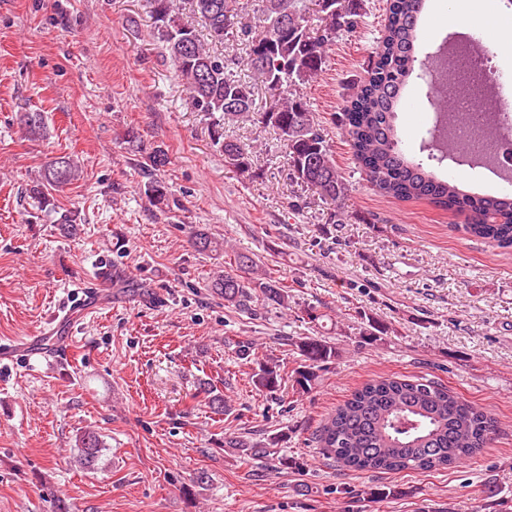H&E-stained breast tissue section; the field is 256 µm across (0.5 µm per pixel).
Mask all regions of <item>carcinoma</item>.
I'll return each instance as SVG.
<instances>
[{
  "label": "carcinoma",
  "instance_id": "carcinoma-1",
  "mask_svg": "<svg viewBox=\"0 0 512 512\" xmlns=\"http://www.w3.org/2000/svg\"><path fill=\"white\" fill-rule=\"evenodd\" d=\"M191 12L214 44L235 30L248 46L246 66L254 80L273 93L261 123L276 130L288 150L290 175L333 206L331 220L342 224L350 185L336 167L333 152L312 119L301 86L316 79L326 64L336 39L356 31L364 10L363 0H261L262 18L252 26L242 22L237 0H189ZM160 23L165 49L189 92L196 112L212 119L215 145L225 162L245 171L249 153L224 138V123L255 111L251 86L229 68L228 61L212 53L195 26L181 22L174 0H151ZM426 0H387L384 33L376 60L342 112V124L355 159L380 194L399 201L425 199L448 211L466 216L464 229L500 248L512 247V193L476 195L462 190L451 177L436 170L459 153L453 138L441 135L437 120L456 126L467 113L455 108L451 89L455 71L442 68L443 79L429 85L430 106L439 119L425 130L419 150L405 145L398 130V114L405 111L402 92L415 72L418 30ZM21 121L31 135L45 125L41 112H23ZM80 176L76 161L58 157L47 164L32 194L49 201V190ZM148 197L160 205L168 201V186L148 183ZM210 288L229 307L252 312L256 304L288 308V291L269 277L257 274V261L238 253L231 270L211 281ZM387 323L368 319L360 332L363 343L388 333ZM300 356L292 371L291 388L298 395L312 391L319 372L336 359V343L322 336H303L293 342ZM283 380L274 359L258 362L254 386L273 394ZM496 418L456 395L445 385L424 377H377L355 390L320 426L315 442L321 453L353 471L398 473L448 469L476 458L494 440ZM230 448L248 456L269 454L246 440L228 438ZM79 462L91 466L101 448L97 432L86 430L77 439Z\"/></svg>",
  "mask_w": 512,
  "mask_h": 512
}]
</instances>
